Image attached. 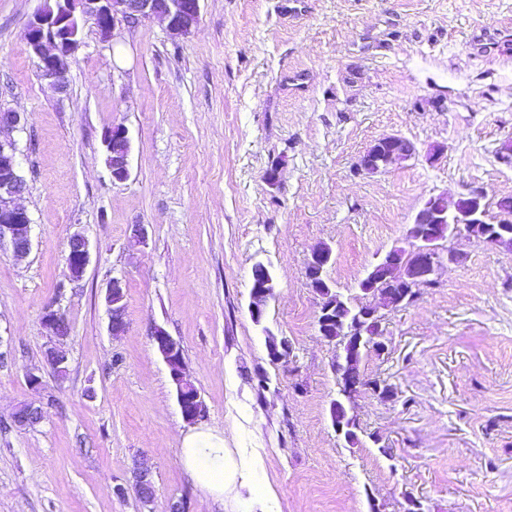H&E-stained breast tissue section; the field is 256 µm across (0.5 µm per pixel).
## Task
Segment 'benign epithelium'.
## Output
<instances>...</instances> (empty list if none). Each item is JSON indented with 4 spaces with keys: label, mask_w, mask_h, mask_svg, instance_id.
<instances>
[{
    "label": "benign epithelium",
    "mask_w": 512,
    "mask_h": 512,
    "mask_svg": "<svg viewBox=\"0 0 512 512\" xmlns=\"http://www.w3.org/2000/svg\"><path fill=\"white\" fill-rule=\"evenodd\" d=\"M161 19L173 37H185L200 21V0H43V5L29 18L24 41L41 79L60 94L68 90L70 60L80 46L81 22L90 21L97 28L104 42L113 37L116 23L120 21H141ZM107 153V165L112 179L118 182L129 176L131 136L128 127L122 123L106 129L102 140ZM416 156L414 145L407 139L389 135L374 142L357 162V168L368 175H374L389 167L404 163ZM27 191V181L20 171L17 147L14 141L0 138V244L6 242L17 260L25 258L31 251L32 219L19 200ZM467 207L459 210L456 201L444 193L429 196L415 216L410 235L420 242L413 250L394 248L373 267L402 268L409 271L405 281L387 280L381 289L395 290L396 300L390 303L394 309L404 308L416 299L419 289L437 283L436 275L440 265L439 254L434 242L440 240L439 227L452 224L455 230L469 224H496L500 230L512 235V203L501 202L498 215L488 218V204L480 190H473L466 197ZM91 244L84 235L76 233L68 242L67 266L69 280L79 281L89 265ZM332 254L322 248L315 249L307 260L305 277L309 283L321 278L330 264ZM275 285L267 266L257 262L252 266L251 309L255 314L264 312L274 295ZM109 311V332L117 336L126 328L125 285L119 278L109 281L106 291ZM359 316L372 320L374 334L371 344L384 351L381 323L384 314L380 307L366 301L358 305ZM42 325L49 330L50 344L46 345L43 357L55 374L63 377L67 373V356L57 347V340L67 336L69 330L63 315L48 307L42 316ZM152 341L170 369L175 386L176 399L184 420L194 422L203 412L204 405L198 389L190 380L184 368L183 350L165 329L155 326L151 330ZM268 354L274 363H286L292 355V345L287 337L268 341ZM43 411L32 403L16 407L11 422L19 429L30 428L41 422ZM151 471L146 465L135 475L134 488L144 501L154 496Z\"/></svg>",
    "instance_id": "7a95c632"
}]
</instances>
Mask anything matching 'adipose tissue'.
<instances>
[{"mask_svg":"<svg viewBox=\"0 0 512 512\" xmlns=\"http://www.w3.org/2000/svg\"><path fill=\"white\" fill-rule=\"evenodd\" d=\"M181 462L195 484L216 498H223L233 483L225 463L223 437L205 432L185 436Z\"/></svg>","mask_w":512,"mask_h":512,"instance_id":"adipose-tissue-1","label":"adipose tissue"}]
</instances>
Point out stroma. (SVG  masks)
<instances>
[{
    "instance_id": "35a3bbf8",
    "label": "stroma",
    "mask_w": 512,
    "mask_h": 512,
    "mask_svg": "<svg viewBox=\"0 0 512 512\" xmlns=\"http://www.w3.org/2000/svg\"><path fill=\"white\" fill-rule=\"evenodd\" d=\"M283 3L201 0L180 38L154 19L119 24L105 44L83 23L60 95L23 41L42 0H0V106L23 117L10 137L33 220L24 260L0 248V512H371L375 500L405 512L411 497L426 512H512V251L465 232L439 241L436 284L386 310L387 349L362 362L397 395L356 398L359 447L331 423L342 348L320 337L304 275L328 245L327 280L359 300L378 259L409 245L430 195L512 198L501 153L512 140V0H303L295 16ZM115 123L132 136L121 183L102 146ZM387 135L416 157L359 173V156ZM137 224L147 242L133 248ZM76 232L92 251L73 283ZM257 262L276 280L259 324ZM115 277L126 284L119 336L105 300ZM48 306L69 325L62 380L43 361ZM156 325L182 346L205 406L195 423L151 340ZM270 336L292 341L288 365L271 362ZM24 402L43 419L20 430L10 416ZM198 431L250 467L223 500L181 463ZM144 463L148 504L132 479Z\"/></svg>"
}]
</instances>
